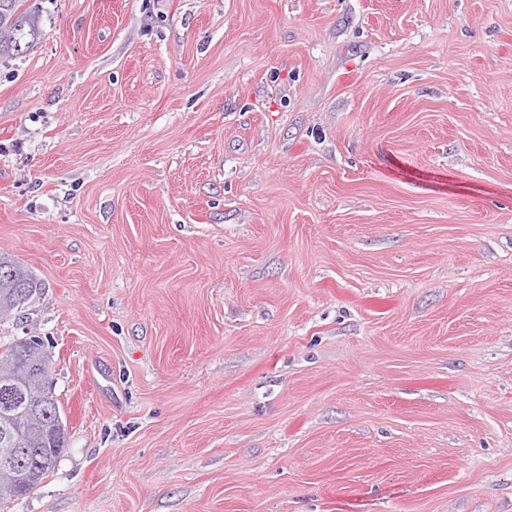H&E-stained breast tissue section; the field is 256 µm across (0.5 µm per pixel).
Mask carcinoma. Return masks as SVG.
<instances>
[{
    "label": "carcinoma",
    "instance_id": "cac0c4a2",
    "mask_svg": "<svg viewBox=\"0 0 512 512\" xmlns=\"http://www.w3.org/2000/svg\"><path fill=\"white\" fill-rule=\"evenodd\" d=\"M24 0H0V60L25 54L38 40L39 17L21 9ZM41 283L18 260L0 253V323L14 315L21 301H30ZM29 362L52 366L51 354L39 336L0 342V373ZM13 435L17 444L0 445V457L11 465L0 468V504L33 493L54 472L66 447L67 428L58 400L41 398L0 414V433Z\"/></svg>",
    "mask_w": 512,
    "mask_h": 512
}]
</instances>
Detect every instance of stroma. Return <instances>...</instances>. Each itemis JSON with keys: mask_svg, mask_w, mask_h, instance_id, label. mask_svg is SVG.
Returning a JSON list of instances; mask_svg holds the SVG:
<instances>
[{"mask_svg": "<svg viewBox=\"0 0 512 512\" xmlns=\"http://www.w3.org/2000/svg\"><path fill=\"white\" fill-rule=\"evenodd\" d=\"M0 253L68 427L10 512H512V0H25ZM25 283H29L30 288L23 306L38 293L41 283L18 260L0 253V324L11 319L18 310L21 305L19 290Z\"/></svg>", "mask_w": 512, "mask_h": 512, "instance_id": "obj_1", "label": "stroma"}]
</instances>
